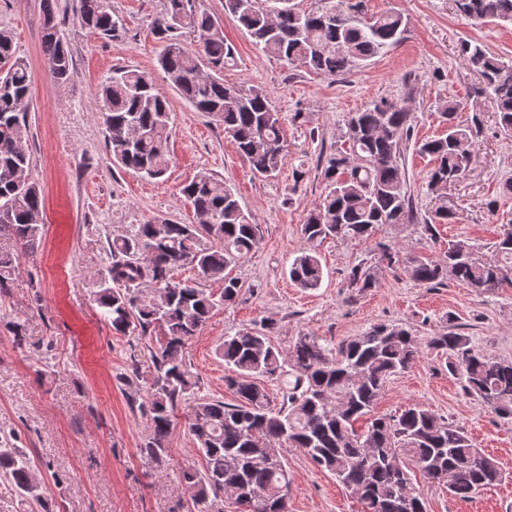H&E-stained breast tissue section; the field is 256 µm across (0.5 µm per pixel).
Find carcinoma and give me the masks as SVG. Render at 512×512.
<instances>
[{
  "label": "carcinoma",
  "instance_id": "obj_1",
  "mask_svg": "<svg viewBox=\"0 0 512 512\" xmlns=\"http://www.w3.org/2000/svg\"><path fill=\"white\" fill-rule=\"evenodd\" d=\"M458 15L473 24H512V0H454ZM82 26L102 38L117 30L109 0H73ZM225 18L241 24L262 52L323 76L352 73L398 45L407 20L396 10L366 16L362 0H318L304 9L300 0H224ZM163 34L158 63L172 87L198 112L224 126L253 173L269 178L286 158L279 112L259 87L224 83V69L237 64L235 48L224 40L223 22L194 0H166L155 21ZM198 33L199 47L180 40ZM42 48L50 77L69 81L72 55L53 0H43ZM460 55L479 73L493 96L499 127L512 134V64L483 43L463 40ZM31 72L16 55L10 34L0 30V239L20 251L35 248L44 224L40 186L16 181L30 166L24 118L30 104ZM95 101L117 162L151 180H161L170 165L171 103L151 78L117 68L98 85ZM461 103L441 101L437 112L445 135L414 143L432 157L427 172L432 210L421 215L408 191L402 157L412 140V112L403 103L379 100L349 114L343 133L347 149L326 156V193L301 225L308 244L288 268L303 290L321 286L323 268L315 251L327 238L368 242L375 233L400 224H418L426 236L434 225L451 224L448 184L468 170L479 135L478 124L456 121ZM181 194L196 222L151 220L112 235V263L97 282L95 304L112 329L138 331L148 340L151 385L142 405L149 435L141 448L148 458L165 452L180 402L191 401L185 428L203 458V471L184 480L201 505L236 488L237 512H288L290 477L285 452L300 448L321 470L335 476L361 505V512H427L422 489L411 481L417 468L425 482L444 485L458 499H469L505 478L499 462L475 448L463 428L419 405L375 418L364 429L358 420L372 409L393 377L416 363L421 341L399 325L377 324L357 336L328 340L302 331L281 349L272 336L278 323L262 319L251 327L224 333L219 355L229 375L225 383L236 402L191 397L196 386L186 349L212 312L234 305L239 279L226 270L258 248V225L251 222L224 180L200 173L182 184ZM377 258L353 266L344 286L371 288L387 269L401 267L413 281L435 287L453 277L479 293L512 286V228L499 236L491 255L467 238L448 242L437 256L400 251L379 242ZM18 254L0 246V290L10 287ZM189 266L193 279L175 271ZM223 285L219 295L203 282ZM151 285L146 295L142 287ZM448 353V373L465 393L497 416L512 419V361L474 348L461 332L444 331L426 340ZM261 378L283 382L279 406L271 404ZM0 477L27 498L40 500L39 483L26 454L0 448Z\"/></svg>",
  "mask_w": 512,
  "mask_h": 512
}]
</instances>
